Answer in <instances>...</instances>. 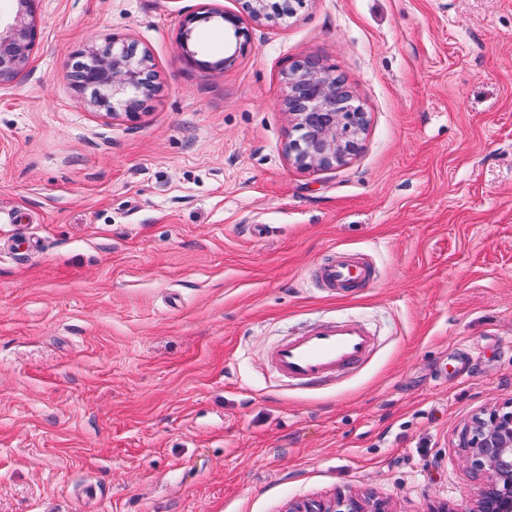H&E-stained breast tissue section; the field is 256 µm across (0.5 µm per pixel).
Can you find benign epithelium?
<instances>
[{
    "instance_id": "benign-epithelium-1",
    "label": "benign epithelium",
    "mask_w": 512,
    "mask_h": 512,
    "mask_svg": "<svg viewBox=\"0 0 512 512\" xmlns=\"http://www.w3.org/2000/svg\"><path fill=\"white\" fill-rule=\"evenodd\" d=\"M14 22L0 24V83L12 78L28 61L34 47L36 0H17ZM269 0H246V11L257 22L268 15ZM218 19L232 30L236 51L250 43L249 30L239 16L203 5L187 15L179 43L188 48L194 25ZM136 46L119 36L101 49H92L90 62L77 76L79 85L92 89L94 102L120 107L127 118H137L140 96L150 90L145 79L150 56L134 53ZM286 108L295 118L297 138L288 154L303 168H331L353 154L365 130V116L341 89L325 66L297 63L286 76ZM459 447L466 469L480 479L472 506L465 512H512V411L493 410L477 417L462 433ZM286 512H390L385 501L339 493L331 499L294 502Z\"/></svg>"
}]
</instances>
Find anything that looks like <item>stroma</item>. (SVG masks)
<instances>
[{
    "label": "stroma",
    "instance_id": "1",
    "mask_svg": "<svg viewBox=\"0 0 512 512\" xmlns=\"http://www.w3.org/2000/svg\"><path fill=\"white\" fill-rule=\"evenodd\" d=\"M205 4L243 11L38 0L0 84V512H466L461 434L512 401V0H302L241 53L215 22L180 46ZM115 34L153 63L133 121L72 77ZM308 61L365 114L332 168L286 151ZM340 251L369 288L323 285ZM347 319L362 364L276 375ZM371 347L367 331L349 320L288 339L274 350L271 360L289 381L316 384L361 363ZM286 512H391L385 501L339 493L331 499H313L291 503Z\"/></svg>",
    "mask_w": 512,
    "mask_h": 512
}]
</instances>
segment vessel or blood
I'll list each match as a JSON object with an SVG mask.
<instances>
[{
	"instance_id": "obj_1",
	"label": "vessel or blood",
	"mask_w": 512,
	"mask_h": 512,
	"mask_svg": "<svg viewBox=\"0 0 512 512\" xmlns=\"http://www.w3.org/2000/svg\"><path fill=\"white\" fill-rule=\"evenodd\" d=\"M369 274L366 263L344 253L321 269L322 280L339 290L366 280ZM371 347L367 331L358 321L349 320L288 339L274 350L271 360L288 380L316 384L361 363Z\"/></svg>"
}]
</instances>
